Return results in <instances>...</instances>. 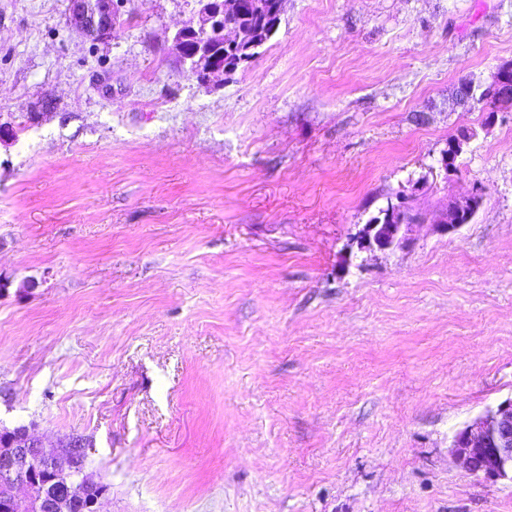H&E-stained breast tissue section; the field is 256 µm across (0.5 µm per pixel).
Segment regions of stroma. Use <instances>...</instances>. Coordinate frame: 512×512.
<instances>
[{"label": "stroma", "mask_w": 512, "mask_h": 512, "mask_svg": "<svg viewBox=\"0 0 512 512\" xmlns=\"http://www.w3.org/2000/svg\"><path fill=\"white\" fill-rule=\"evenodd\" d=\"M67 7L0 0V422L85 439L100 512H512L450 452L512 398V108L448 106L512 0H283L208 89L169 52L195 0L106 44ZM416 182L482 205L349 251ZM477 195L482 196L478 189L468 195L450 197L448 199V211L440 217L437 221L438 224H428L432 233L440 236H455L464 225L469 224L474 219L482 200H480V203V198L476 200L475 204L478 205L479 203V205L475 207L473 197ZM467 205L471 206L470 211L466 209ZM464 216L465 220L463 219Z\"/></svg>", "instance_id": "obj_1"}]
</instances>
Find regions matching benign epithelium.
I'll return each instance as SVG.
<instances>
[{"instance_id": "1", "label": "benign epithelium", "mask_w": 512, "mask_h": 512, "mask_svg": "<svg viewBox=\"0 0 512 512\" xmlns=\"http://www.w3.org/2000/svg\"><path fill=\"white\" fill-rule=\"evenodd\" d=\"M70 21L90 40L105 43L121 18L115 0H68ZM242 32L224 24V0H198V8L172 38L170 51L198 84L206 86L219 75H229L233 66L217 64L216 42L232 46L239 43ZM505 67L501 66L490 83L469 79L460 82L451 96L452 108L466 109L484 90L496 94L498 104H512V88L505 85ZM475 190L468 195L448 199V211L438 223L430 225L432 233L455 236L470 223L478 208L473 206ZM415 224H382L375 218L363 225L351 238L360 251L404 250L415 244ZM86 444L78 438L59 442L58 449L45 448L28 425L14 427V432L0 442V500L14 504L22 512H73L85 505L88 512H99L102 495L91 496L94 486L86 474ZM451 453L464 468L490 483L512 482V398L456 431ZM23 487L27 493L18 495Z\"/></svg>"}]
</instances>
